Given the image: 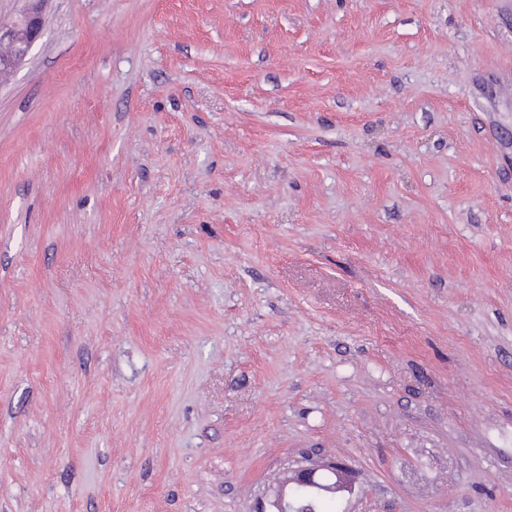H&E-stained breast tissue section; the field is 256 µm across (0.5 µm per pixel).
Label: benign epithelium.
<instances>
[{"label":"benign epithelium","instance_id":"1","mask_svg":"<svg viewBox=\"0 0 512 512\" xmlns=\"http://www.w3.org/2000/svg\"><path fill=\"white\" fill-rule=\"evenodd\" d=\"M30 7L9 26H0V76L11 72L28 55L41 36L43 28L42 4L44 0H28ZM305 488L313 497L325 494L351 495L355 492L352 472L334 462L312 461L289 470L269 487L267 504L259 512H292L293 487Z\"/></svg>","mask_w":512,"mask_h":512}]
</instances>
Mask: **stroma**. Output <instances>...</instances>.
Here are the masks:
<instances>
[{"label": "stroma", "instance_id": "stroma-1", "mask_svg": "<svg viewBox=\"0 0 512 512\" xmlns=\"http://www.w3.org/2000/svg\"><path fill=\"white\" fill-rule=\"evenodd\" d=\"M0 80V512H512V0H45ZM305 488L313 497L325 494L336 496L352 495L355 482L352 472L334 462L312 461L296 469L287 470L282 477L269 487L266 502L263 501L258 512H290L294 509L291 497L293 487ZM307 492L297 490L294 494L298 506L311 505L313 510L297 512H320L319 498L312 499Z\"/></svg>", "mask_w": 512, "mask_h": 512}]
</instances>
